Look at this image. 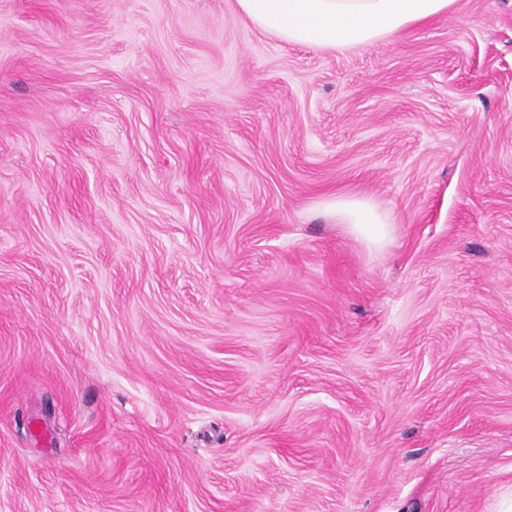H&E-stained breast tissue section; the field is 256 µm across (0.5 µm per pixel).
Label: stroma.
<instances>
[{"instance_id":"stroma-1","label":"stroma","mask_w":512,"mask_h":512,"mask_svg":"<svg viewBox=\"0 0 512 512\" xmlns=\"http://www.w3.org/2000/svg\"><path fill=\"white\" fill-rule=\"evenodd\" d=\"M511 506L512 0H0V512ZM454 0H236L259 28L322 49L365 48L448 12ZM324 206L343 216L346 224L371 244L382 243L387 236L385 218L366 199L355 196H339L324 203Z\"/></svg>"}]
</instances>
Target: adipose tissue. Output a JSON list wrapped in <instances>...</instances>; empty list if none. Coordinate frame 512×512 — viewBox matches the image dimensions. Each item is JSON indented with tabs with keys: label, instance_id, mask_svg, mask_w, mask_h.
<instances>
[{
	"label": "adipose tissue",
	"instance_id": "1",
	"mask_svg": "<svg viewBox=\"0 0 512 512\" xmlns=\"http://www.w3.org/2000/svg\"><path fill=\"white\" fill-rule=\"evenodd\" d=\"M259 28L298 44L322 49L367 47L410 26L447 13L453 0H236ZM327 209L371 244L382 243L387 225L366 199L339 196Z\"/></svg>",
	"mask_w": 512,
	"mask_h": 512
}]
</instances>
